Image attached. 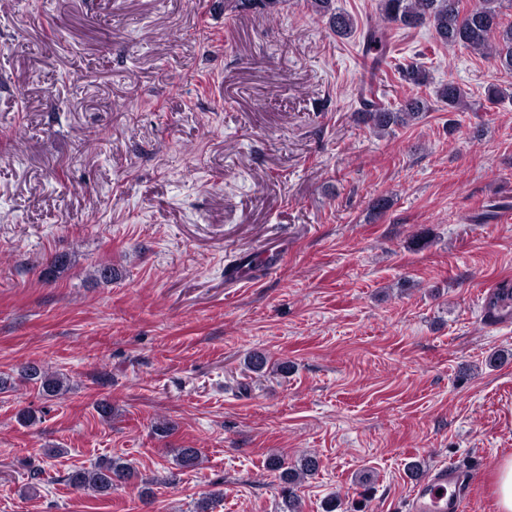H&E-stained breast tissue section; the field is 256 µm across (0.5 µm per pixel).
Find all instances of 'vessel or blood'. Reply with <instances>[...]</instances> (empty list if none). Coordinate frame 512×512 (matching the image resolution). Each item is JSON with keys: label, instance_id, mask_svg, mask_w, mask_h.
Instances as JSON below:
<instances>
[{"label": "vessel or blood", "instance_id": "obj_1", "mask_svg": "<svg viewBox=\"0 0 512 512\" xmlns=\"http://www.w3.org/2000/svg\"><path fill=\"white\" fill-rule=\"evenodd\" d=\"M463 477L451 466L437 468L412 490L410 512H470L471 501L460 489Z\"/></svg>", "mask_w": 512, "mask_h": 512}]
</instances>
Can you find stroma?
I'll use <instances>...</instances> for the list:
<instances>
[{
  "instance_id": "35a3bbf8",
  "label": "stroma",
  "mask_w": 512,
  "mask_h": 512,
  "mask_svg": "<svg viewBox=\"0 0 512 512\" xmlns=\"http://www.w3.org/2000/svg\"><path fill=\"white\" fill-rule=\"evenodd\" d=\"M378 3L334 0L341 37L307 0H0V375L69 379L0 392V512H197L214 493V512H284L266 463L309 453L302 512L335 494L336 512H407L414 463L460 469L473 512H495L512 325L481 308L512 288V100L486 91L512 73L426 27L391 28L369 70ZM415 63L428 112L377 135L361 90L400 102ZM451 81L472 111L437 99ZM270 250L225 284L226 262ZM105 264L112 282L92 279ZM103 458L136 479L66 483ZM44 370L37 365H27L21 370V379L40 383L42 393L47 397H56L66 391V377L63 374Z\"/></svg>"
}]
</instances>
